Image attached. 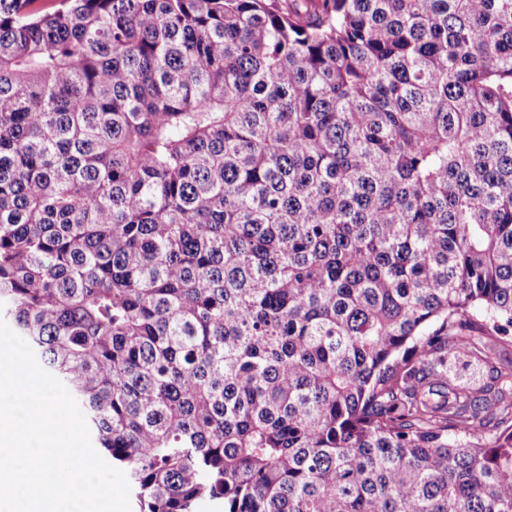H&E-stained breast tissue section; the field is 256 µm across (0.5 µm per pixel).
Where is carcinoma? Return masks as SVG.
<instances>
[{"instance_id":"1","label":"carcinoma","mask_w":512,"mask_h":512,"mask_svg":"<svg viewBox=\"0 0 512 512\" xmlns=\"http://www.w3.org/2000/svg\"><path fill=\"white\" fill-rule=\"evenodd\" d=\"M0 317L136 512H512V0H0Z\"/></svg>"}]
</instances>
